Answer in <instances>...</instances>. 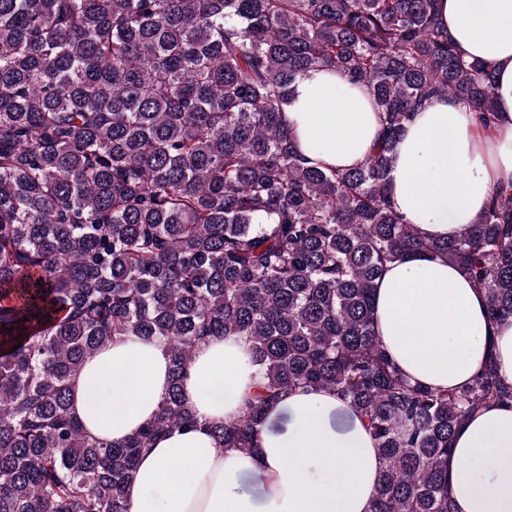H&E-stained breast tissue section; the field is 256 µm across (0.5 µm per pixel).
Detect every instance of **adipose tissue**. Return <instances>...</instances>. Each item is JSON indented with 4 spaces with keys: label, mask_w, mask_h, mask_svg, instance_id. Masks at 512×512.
<instances>
[{
    "label": "adipose tissue",
    "mask_w": 512,
    "mask_h": 512,
    "mask_svg": "<svg viewBox=\"0 0 512 512\" xmlns=\"http://www.w3.org/2000/svg\"><path fill=\"white\" fill-rule=\"evenodd\" d=\"M457 50L496 70L499 124L483 131L470 107L428 101L406 124L390 171L392 200L430 240L451 239L483 218L496 187L512 184V0H439ZM283 120L299 155L351 168L378 131L369 89L320 67L299 77ZM375 329L411 379L466 385L487 357L512 382V319L490 323L484 293L457 266L417 254L376 282ZM169 356L131 336L99 350L71 384V412L91 434L118 442L165 399ZM255 382L251 345L214 339L186 368L183 395L196 414L141 456L127 489L130 512H369L382 466L356 408L329 391L290 392L271 408L255 446L220 447L216 425L234 420ZM454 512H512V408L487 406L463 423L448 462Z\"/></svg>",
    "instance_id": "1"
}]
</instances>
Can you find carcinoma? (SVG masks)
I'll return each mask as SVG.
<instances>
[{"label": "carcinoma", "instance_id": "cac0c4a2", "mask_svg": "<svg viewBox=\"0 0 512 512\" xmlns=\"http://www.w3.org/2000/svg\"><path fill=\"white\" fill-rule=\"evenodd\" d=\"M363 83L378 142L357 166L300 160L281 112L300 75ZM492 65L466 61L437 0H0V512H129L158 435L192 426L183 373L213 338L252 343L255 390L214 429L249 451L272 404L330 390L383 460L370 512H452L466 416L512 406L493 362L448 390L414 384L374 327L384 267L458 266L492 322L512 318V185L453 240L393 206L398 137L446 95L496 128ZM162 345L172 385L120 444L69 412L114 340Z\"/></svg>", "mask_w": 512, "mask_h": 512}]
</instances>
